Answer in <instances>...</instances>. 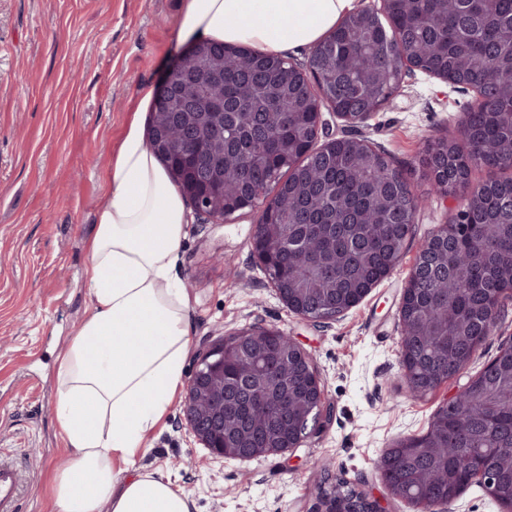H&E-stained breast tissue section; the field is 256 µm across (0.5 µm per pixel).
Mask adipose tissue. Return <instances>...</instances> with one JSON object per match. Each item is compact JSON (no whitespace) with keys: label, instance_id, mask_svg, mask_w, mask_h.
<instances>
[{"label":"adipose tissue","instance_id":"ef3b65f1","mask_svg":"<svg viewBox=\"0 0 512 512\" xmlns=\"http://www.w3.org/2000/svg\"><path fill=\"white\" fill-rule=\"evenodd\" d=\"M356 0H181L180 37L285 55L316 45ZM87 241L90 306L57 371L56 428L70 464L53 512H191L163 478L127 475L181 385L192 317L177 286L188 208L133 116L104 172Z\"/></svg>","mask_w":512,"mask_h":512}]
</instances>
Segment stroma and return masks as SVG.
I'll return each instance as SVG.
<instances>
[{
    "mask_svg": "<svg viewBox=\"0 0 512 512\" xmlns=\"http://www.w3.org/2000/svg\"><path fill=\"white\" fill-rule=\"evenodd\" d=\"M180 0H0V456L26 481L15 512H52L50 483L67 459L56 431L59 358L89 308L86 240L106 190L104 166L135 110L137 86H160L187 44ZM471 89L422 72L358 132L402 168L421 201L394 271L335 321L315 327L279 299L252 255L259 211L192 220L178 269L193 316L184 362L220 337L261 323L301 342L333 409L294 452L216 459L180 423L182 394L145 438L134 470L183 490L192 512H317L344 479L383 495L375 462L393 441L425 433L446 399L512 338V311L464 375L433 394L407 392L399 305L421 241L458 210L437 195L422 159L431 138L459 141Z\"/></svg>",
    "mask_w": 512,
    "mask_h": 512,
    "instance_id": "1",
    "label": "stroma"
}]
</instances>
